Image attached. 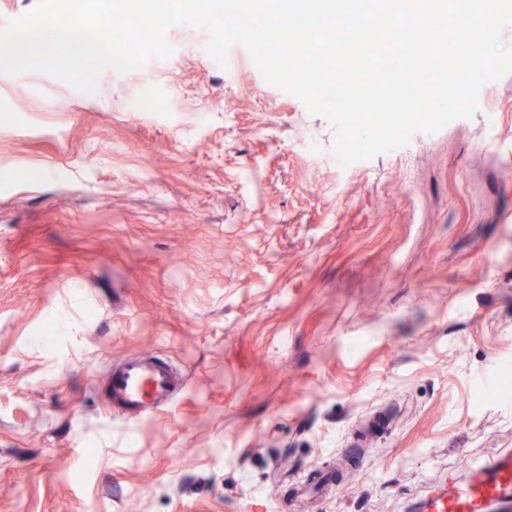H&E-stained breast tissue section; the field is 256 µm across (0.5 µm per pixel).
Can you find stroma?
Masks as SVG:
<instances>
[{
	"label": "stroma",
	"mask_w": 512,
	"mask_h": 512,
	"mask_svg": "<svg viewBox=\"0 0 512 512\" xmlns=\"http://www.w3.org/2000/svg\"><path fill=\"white\" fill-rule=\"evenodd\" d=\"M167 38L90 94L0 74V512H412L512 448V75L344 169L254 62ZM145 350L188 383L134 424L100 381ZM385 429V418L375 414L366 419L357 429L354 444L351 446L364 448L372 443L375 437Z\"/></svg>",
	"instance_id": "1"
}]
</instances>
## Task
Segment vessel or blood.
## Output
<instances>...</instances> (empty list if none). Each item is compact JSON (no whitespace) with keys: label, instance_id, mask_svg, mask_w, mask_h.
Returning a JSON list of instances; mask_svg holds the SVG:
<instances>
[{"label":"vessel or blood","instance_id":"obj_1","mask_svg":"<svg viewBox=\"0 0 512 512\" xmlns=\"http://www.w3.org/2000/svg\"><path fill=\"white\" fill-rule=\"evenodd\" d=\"M186 388L183 374L170 362L151 353L130 354L113 363L106 376V408H118L140 422L167 408ZM385 428L376 414L357 429L354 445L363 448ZM512 503V450L501 451L485 466L473 467L468 477L449 472L443 485L423 490V512H487L494 503Z\"/></svg>","mask_w":512,"mask_h":512}]
</instances>
